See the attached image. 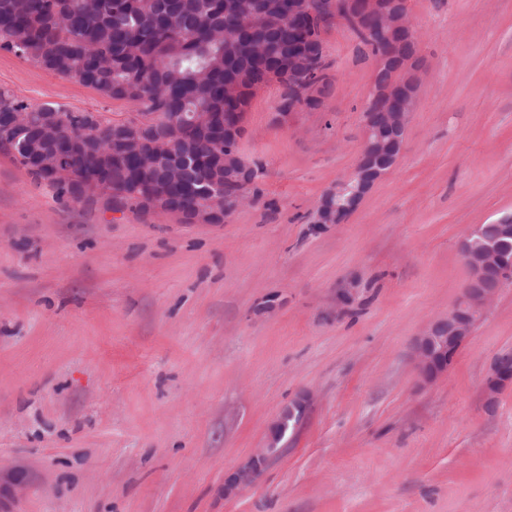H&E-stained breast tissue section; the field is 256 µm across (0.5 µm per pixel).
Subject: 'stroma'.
<instances>
[{
	"instance_id": "obj_1",
	"label": "stroma",
	"mask_w": 512,
	"mask_h": 512,
	"mask_svg": "<svg viewBox=\"0 0 512 512\" xmlns=\"http://www.w3.org/2000/svg\"><path fill=\"white\" fill-rule=\"evenodd\" d=\"M408 5L425 66L404 149L345 223L310 222L355 168L372 89L341 24L323 109L284 128L278 84L253 99L257 197L224 223L60 199L0 149V512H512V385L485 394L512 281L445 373L414 357L468 284L467 231L512 216V0ZM0 87L136 113L3 50ZM274 451L275 445L271 444L269 448H265L261 453L254 457L247 468L239 470L229 476L224 484L225 491L233 492L236 489H243L249 486L262 467L267 463Z\"/></svg>"
}]
</instances>
